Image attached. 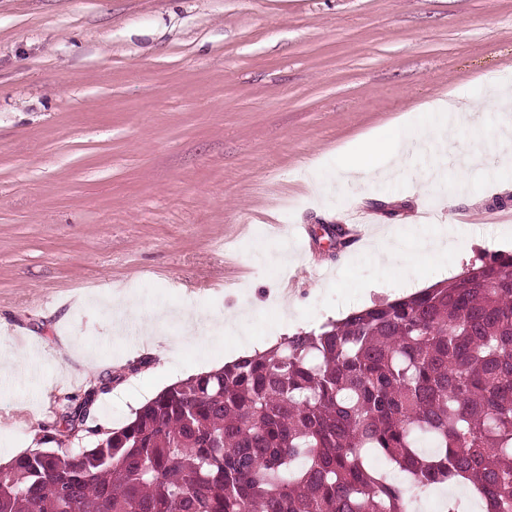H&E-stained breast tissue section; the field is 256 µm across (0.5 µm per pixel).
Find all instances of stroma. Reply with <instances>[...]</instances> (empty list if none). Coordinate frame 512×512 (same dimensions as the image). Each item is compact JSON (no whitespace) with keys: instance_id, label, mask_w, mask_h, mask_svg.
Here are the masks:
<instances>
[{"instance_id":"1","label":"stroma","mask_w":512,"mask_h":512,"mask_svg":"<svg viewBox=\"0 0 512 512\" xmlns=\"http://www.w3.org/2000/svg\"><path fill=\"white\" fill-rule=\"evenodd\" d=\"M491 84L512 88V0H0V353L20 362L0 373V463L85 394L76 448L190 374L512 251L500 113L399 175L335 173L360 136ZM364 210L361 238L330 248L323 226ZM412 227L452 242L368 252ZM177 307L195 336L168 347L170 320L150 347L141 320Z\"/></svg>"}]
</instances>
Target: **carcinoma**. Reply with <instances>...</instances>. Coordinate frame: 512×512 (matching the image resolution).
<instances>
[{
    "instance_id": "1",
    "label": "carcinoma",
    "mask_w": 512,
    "mask_h": 512,
    "mask_svg": "<svg viewBox=\"0 0 512 512\" xmlns=\"http://www.w3.org/2000/svg\"><path fill=\"white\" fill-rule=\"evenodd\" d=\"M470 268L175 382L88 448L1 465L0 512H410L370 453L512 512V253Z\"/></svg>"
}]
</instances>
